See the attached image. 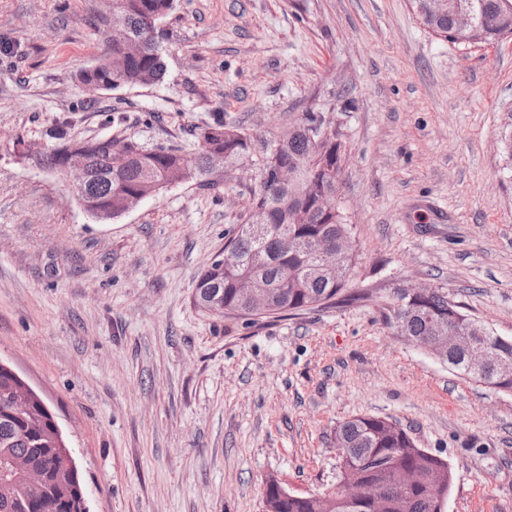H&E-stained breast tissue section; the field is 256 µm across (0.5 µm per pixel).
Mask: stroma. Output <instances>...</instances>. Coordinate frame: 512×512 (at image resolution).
<instances>
[{
	"label": "stroma",
	"mask_w": 512,
	"mask_h": 512,
	"mask_svg": "<svg viewBox=\"0 0 512 512\" xmlns=\"http://www.w3.org/2000/svg\"><path fill=\"white\" fill-rule=\"evenodd\" d=\"M112 0H0V361L55 414L89 512H264L277 478L335 490L334 431L399 423L454 471L445 512H512V393L461 378L385 320L395 288L447 291L512 338V36L467 46L411 0H175L165 80L90 92ZM333 107L340 207L368 300L253 319L197 307L199 273L249 216L258 161L219 187L89 216L18 159L108 136L194 152L216 116L275 139Z\"/></svg>",
	"instance_id": "35a3bbf8"
}]
</instances>
